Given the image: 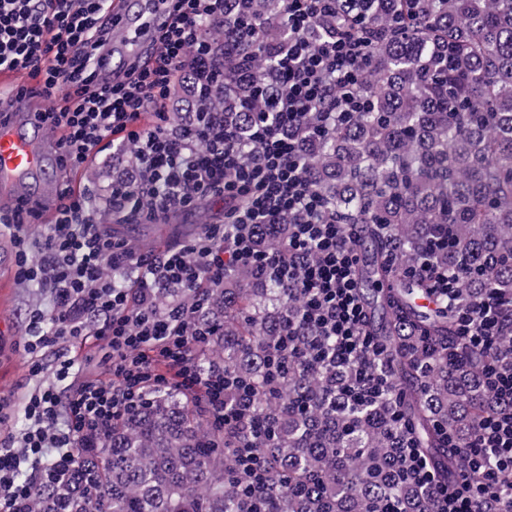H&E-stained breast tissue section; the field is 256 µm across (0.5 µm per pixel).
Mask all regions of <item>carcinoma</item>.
<instances>
[{
  "label": "carcinoma",
  "instance_id": "obj_1",
  "mask_svg": "<svg viewBox=\"0 0 512 512\" xmlns=\"http://www.w3.org/2000/svg\"><path fill=\"white\" fill-rule=\"evenodd\" d=\"M257 25L271 38L288 36L280 0H224V24L208 27L210 42L224 44L214 62L224 88L211 87L194 109L237 132L264 107L235 84L238 61L258 82L275 65L267 44L249 36ZM361 29L371 58L363 111L300 136L313 189L343 223L361 227L367 254L356 280L385 312L367 329L412 385L399 399L346 402L351 370L309 356L296 288L228 270L195 313L214 328L198 363L241 379L252 422L220 433L193 395L152 393L110 432L73 449V464L34 490L30 512H248L233 456L243 445L256 449L268 476L257 512H380L386 504L432 512L431 496L392 459L395 412L424 456L461 473L441 430L463 447L495 408L482 382L485 359L459 347L453 308L416 309L430 282L405 271L443 236L434 261L464 277L463 303L489 290L512 296V0H378ZM288 234L286 220L264 224L258 248L272 253ZM157 299L194 302L175 285L157 289ZM288 334L300 357L277 371L275 343Z\"/></svg>",
  "mask_w": 512,
  "mask_h": 512
}]
</instances>
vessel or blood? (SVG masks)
I'll use <instances>...</instances> for the list:
<instances>
[{
    "mask_svg": "<svg viewBox=\"0 0 512 512\" xmlns=\"http://www.w3.org/2000/svg\"><path fill=\"white\" fill-rule=\"evenodd\" d=\"M167 0H114L112 10L121 18L116 31L121 53H103L96 61L99 78L119 80L130 57L147 59L156 30L168 22ZM36 105L27 98L7 95L0 100V195L26 197L33 182L49 181L51 171L39 150L44 133L33 113Z\"/></svg>",
    "mask_w": 512,
    "mask_h": 512,
    "instance_id": "b4317fda",
    "label": "vessel or blood"
}]
</instances>
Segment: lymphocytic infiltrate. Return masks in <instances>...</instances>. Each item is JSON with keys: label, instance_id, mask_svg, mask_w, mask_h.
<instances>
[{"label": "lymphocytic infiltrate", "instance_id": "1", "mask_svg": "<svg viewBox=\"0 0 512 512\" xmlns=\"http://www.w3.org/2000/svg\"><path fill=\"white\" fill-rule=\"evenodd\" d=\"M289 37L276 55L269 84L255 83L239 68L241 89H255L266 109L251 125L254 153L241 162L243 146L220 119L175 134L168 102L174 84L203 80L213 67L215 47L206 24L223 18L224 0H170V20L155 36L148 62H132L121 80L101 82L98 50L112 36L109 0H0V70H25L38 78L35 95L60 105L42 112L45 126L61 130L58 166L82 168L93 151L132 148L134 178L112 184L107 196L94 187L62 186L54 224L38 249L27 229L37 213L27 202L0 211V227L17 247L16 277L46 288L48 308L30 312L23 349L36 356L53 352L55 361L34 360L36 385L25 404L19 435L0 439V512H27L34 487L51 467L69 460L87 434L108 431L153 389L176 387L198 393L221 426L249 419L248 404L228 405L224 395L234 378L194 365L207 340L192 322L193 309L157 306L156 288L174 283L204 302L206 289L224 282L225 270L255 267L264 275L296 283L305 300L303 322L315 335L333 338L329 357L356 365L351 402L380 399L390 389L387 371L368 370L385 359V349L367 330V316L354 276L359 246L352 225L327 211L301 167L298 142L287 129L318 113L328 129L360 111L361 77L369 64L366 37L306 33L322 17L357 23L363 0H282ZM154 122L140 123L144 112ZM224 204V221L207 227L190 244L149 258L96 221L99 210L155 221L200 202ZM287 218L293 226L287 258L262 255L254 247V227ZM433 284L435 297L456 304L459 334L486 358L484 382L497 409L461 451V478L443 483L427 457L402 437L396 458L414 484L434 493V512H512V364L497 354L499 340L512 335V300L490 293L458 303L460 277L433 261L418 268ZM122 273L116 283L114 273ZM94 336L112 371L111 381L81 377L74 343Z\"/></svg>", "mask_w": 512, "mask_h": 512}]
</instances>
